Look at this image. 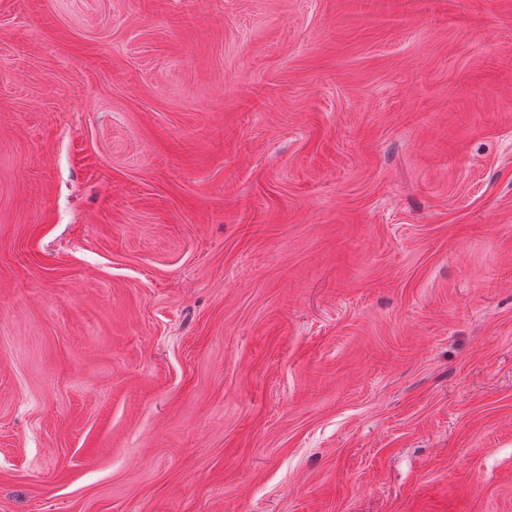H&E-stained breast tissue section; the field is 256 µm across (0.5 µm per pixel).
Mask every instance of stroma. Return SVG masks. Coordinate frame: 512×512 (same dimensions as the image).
Listing matches in <instances>:
<instances>
[{
  "label": "stroma",
  "instance_id": "stroma-1",
  "mask_svg": "<svg viewBox=\"0 0 512 512\" xmlns=\"http://www.w3.org/2000/svg\"><path fill=\"white\" fill-rule=\"evenodd\" d=\"M0 512H512V0H0Z\"/></svg>",
  "mask_w": 512,
  "mask_h": 512
}]
</instances>
